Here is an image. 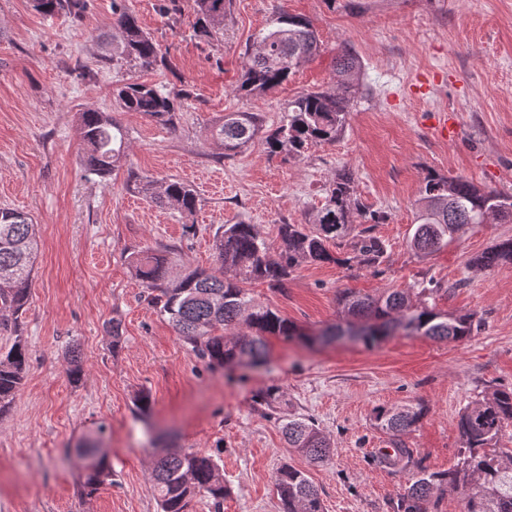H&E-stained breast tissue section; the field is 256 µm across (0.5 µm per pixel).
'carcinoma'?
Wrapping results in <instances>:
<instances>
[{"label": "carcinoma", "instance_id": "1", "mask_svg": "<svg viewBox=\"0 0 512 512\" xmlns=\"http://www.w3.org/2000/svg\"><path fill=\"white\" fill-rule=\"evenodd\" d=\"M231 0H193L194 33L212 38L224 24ZM36 11L46 17L59 14L75 20L85 14L87 0H33ZM112 27L120 39L112 42V57L129 60L141 68L159 66L164 60L159 45L138 24L120 0H112ZM320 48L312 23L298 15L280 12L253 37L249 59L238 93L262 94L274 89L309 60ZM360 62L354 51L340 52L334 92L308 91L288 102L281 125L265 138L271 154L285 152L302 156L314 145L332 142L342 133L355 95L354 77ZM115 103L123 112H141L165 124L173 123L189 94L183 90L160 89L154 85L128 83L114 91ZM261 118L254 112H229L211 129L212 139L228 154L250 146L257 137ZM82 130L81 164L100 178L108 176L126 149L125 132L110 112L80 113ZM418 199L411 249L432 253L448 245V236L470 224H483L493 216L512 221V193L480 188L462 176L427 172ZM136 189L159 207H173L185 216L194 215L197 194L189 185L175 181L157 182L141 178ZM361 221L343 253L348 226ZM379 215L366 211L357 197L351 176H336L326 191V201L316 224H280L279 257H270V246L256 224H224L215 233L214 248L220 267L188 270L171 278L168 254L171 247L157 245L134 251L128 264L141 284L143 296L166 316L179 339L209 369L224 368L243 361L258 363L268 354V337L284 341L301 336L298 326L268 306L259 305L244 285L262 281L280 289L300 266L315 263L346 265L351 258L375 272L388 259L386 241L374 232ZM335 245L332 251L329 245ZM35 224L26 213L0 208V331L13 335L8 349L0 348V416L8 414L20 391L28 362V346L22 336V315L27 311L35 266ZM471 263L490 271L512 264V238L498 241L473 257ZM443 291L434 278H422L407 290L378 296L343 290L337 298L339 320L323 335H352L362 324L357 338L366 344L397 329L422 336L460 342L478 329L481 319L474 313L449 314L437 309L436 296ZM286 403L278 385L262 387L252 395L253 410L266 416ZM426 407L417 403L403 408L377 407L373 425L400 437L418 426ZM512 420V388H491L465 405L458 414L457 429L463 443L458 463L443 471L420 469L398 494L394 512H435L440 496L451 491L465 503V512H512V450L497 447L503 425ZM280 428L288 447L313 462L329 457L330 443L314 419L290 417ZM112 482L105 460L84 475L86 495ZM151 491L160 512H189L199 497L207 498L213 512H223L229 488L220 461L191 449H162L150 476ZM280 512H323L318 489L307 474L291 465L280 466L274 475Z\"/></svg>", "mask_w": 512, "mask_h": 512}]
</instances>
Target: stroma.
I'll return each instance as SVG.
<instances>
[{
    "label": "stroma",
    "mask_w": 512,
    "mask_h": 512,
    "mask_svg": "<svg viewBox=\"0 0 512 512\" xmlns=\"http://www.w3.org/2000/svg\"><path fill=\"white\" fill-rule=\"evenodd\" d=\"M125 4L165 65L113 64L112 0H88L79 20L43 16L31 0H0V207L30 214L39 243L24 384L0 417V512H159L149 483L156 437L220 458L230 488L224 512H279L273 475L284 464L306 472L324 512H393L417 468L457 464L460 410L485 389L512 387V265H469L512 237V222L473 225L426 257L408 247L428 171L512 192V0H232L207 41L193 32L191 0ZM282 9L312 22L319 54L273 90L238 95L247 43ZM344 45L362 68L336 141L292 157L269 154L260 140L228 155L211 140L226 113H259L269 131L295 96L332 91ZM118 83L189 97L170 126L115 112L128 150L99 178L79 162V114L114 112ZM444 122L454 130L447 138ZM342 172L364 206L382 214L375 231L390 246L388 261L377 273L306 264L284 289L250 284L254 301L317 334L336 322L339 291L377 295L427 274L445 288L438 308L477 313L480 328L460 343L400 330L371 348L273 338L262 367L208 370L140 298L128 254L168 244L172 276L212 269L215 232L241 220L260 225L279 253V225L313 224ZM137 176L191 185L193 219L146 201L133 188ZM73 352L84 369L77 382L66 374ZM269 384L286 394L278 417L309 416L328 434L327 463L310 464L289 448L278 417L254 412L253 391ZM144 392L151 406L142 416L134 400ZM416 403L427 414L402 437L412 464L382 467L374 451L392 441L373 426V409ZM93 439L112 481L88 496L75 448Z\"/></svg>",
    "instance_id": "obj_1"
}]
</instances>
